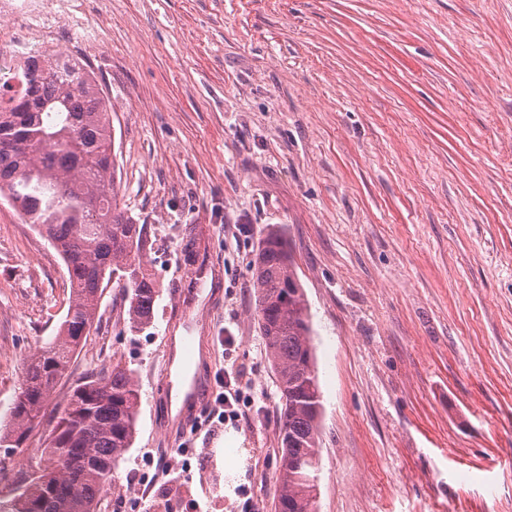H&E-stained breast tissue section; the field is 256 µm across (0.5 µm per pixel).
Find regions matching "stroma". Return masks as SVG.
<instances>
[{"mask_svg":"<svg viewBox=\"0 0 512 512\" xmlns=\"http://www.w3.org/2000/svg\"><path fill=\"white\" fill-rule=\"evenodd\" d=\"M86 38L119 203L161 285L140 332L105 288L49 402L117 361L138 383L118 474L144 502L109 489L97 512H274L281 402L250 267L273 225L316 356L318 512H512V0H84L52 48ZM68 294L60 256L0 198V429ZM177 336L205 398L174 434L159 423ZM231 369L245 415L215 428ZM46 433L0 447V501Z\"/></svg>","mask_w":512,"mask_h":512,"instance_id":"35a3bbf8","label":"stroma"}]
</instances>
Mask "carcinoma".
Here are the masks:
<instances>
[{"label":"carcinoma","mask_w":512,"mask_h":512,"mask_svg":"<svg viewBox=\"0 0 512 512\" xmlns=\"http://www.w3.org/2000/svg\"><path fill=\"white\" fill-rule=\"evenodd\" d=\"M24 90L0 81V196L34 225L63 260L68 310L57 336L27 363L11 407L15 428L0 444L20 447L43 424L46 403L76 350L95 325L104 283L118 276L132 331L150 326L159 284L143 260L145 226L118 205L111 107L93 76L65 53H46L24 66ZM195 240L184 249L198 278ZM258 324L281 394L280 465L275 512H317L321 391L314 366L307 303L294 260L273 226L251 263ZM138 386L120 364L85 378L50 417L35 465L52 469L50 483L33 477L7 512H72L80 499L95 512L131 447Z\"/></svg>","instance_id":"obj_1"}]
</instances>
